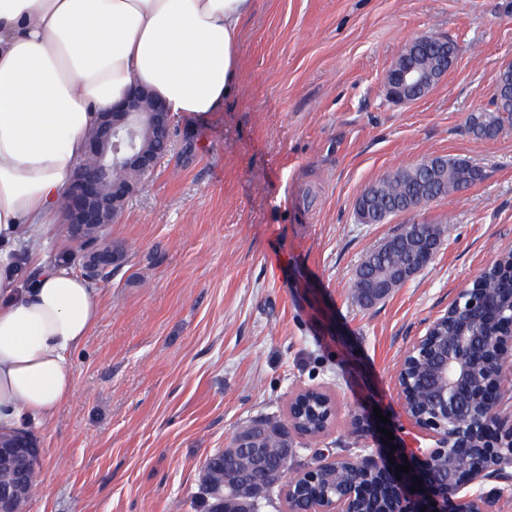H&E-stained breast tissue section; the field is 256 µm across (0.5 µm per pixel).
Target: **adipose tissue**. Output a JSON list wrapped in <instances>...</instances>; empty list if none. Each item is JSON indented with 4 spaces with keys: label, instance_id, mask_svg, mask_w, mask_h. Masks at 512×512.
I'll use <instances>...</instances> for the list:
<instances>
[{
    "label": "adipose tissue",
    "instance_id": "ef3b65f1",
    "mask_svg": "<svg viewBox=\"0 0 512 512\" xmlns=\"http://www.w3.org/2000/svg\"><path fill=\"white\" fill-rule=\"evenodd\" d=\"M255 3L0 0V427L53 418L72 394L69 356L102 313L87 279L8 240L47 233L84 133L133 83L174 114L219 110L239 81L241 24Z\"/></svg>",
    "mask_w": 512,
    "mask_h": 512
}]
</instances>
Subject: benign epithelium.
I'll return each instance as SVG.
<instances>
[{
    "label": "benign epithelium",
    "instance_id": "benign-epithelium-1",
    "mask_svg": "<svg viewBox=\"0 0 512 512\" xmlns=\"http://www.w3.org/2000/svg\"><path fill=\"white\" fill-rule=\"evenodd\" d=\"M439 81L440 77L428 69L398 58L386 74L389 98L399 103L425 97ZM142 129L153 140L171 144V113L166 102L146 86L135 84L124 100L101 113L97 125L87 132L84 162L63 196V223L74 242L86 244L82 271L89 278L120 263V255L103 250L99 242L145 182V176L155 173L162 162L156 152L137 143ZM448 311L455 314L458 335L438 340L434 326H429L425 335L410 344L396 372L404 415L429 432L435 446L402 445L393 451L391 464L370 455L320 453L297 475V482L288 483L287 498L295 497L296 484L312 483L320 469L346 459L358 471L394 487L392 512H490L486 496L464 495L462 491L492 480H512V415L505 419L495 411L500 393L497 376L512 349V307L487 296L479 300L459 298ZM481 363L494 369V377L486 382L476 378ZM418 385L427 388L429 404L413 413L409 398ZM234 443L262 459V449L248 430H241ZM421 455L431 462L446 458L448 467L422 471L415 464ZM20 460L40 468L41 448L36 440L24 432H0V468L10 470ZM404 463L411 470L398 479L396 466ZM416 478L422 487H415ZM370 490L369 484L347 487L334 497L320 499L307 512H359L360 502ZM27 491L22 480L1 486L0 512H24ZM200 496L204 512H259L263 490L249 485L240 473L220 484L202 481Z\"/></svg>",
    "mask_w": 512,
    "mask_h": 512
}]
</instances>
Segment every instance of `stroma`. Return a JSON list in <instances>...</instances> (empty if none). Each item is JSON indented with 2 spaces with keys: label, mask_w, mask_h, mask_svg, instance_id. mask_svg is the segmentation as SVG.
<instances>
[{
  "label": "stroma",
  "mask_w": 512,
  "mask_h": 512,
  "mask_svg": "<svg viewBox=\"0 0 512 512\" xmlns=\"http://www.w3.org/2000/svg\"><path fill=\"white\" fill-rule=\"evenodd\" d=\"M422 37L451 39L455 64L428 96L392 102L387 71ZM509 63L512 0H258L235 93L208 116L172 115L168 157L106 230L126 259L93 282L104 306L70 358V399L24 426L42 449L26 512H195L205 457L253 421L286 423L303 388L326 390L338 412L319 438L292 436L294 470L328 450L381 457L386 430L431 446L400 409L396 370L512 250V128L467 131ZM429 156L483 178L358 223L364 189ZM414 222L443 231L433 262L361 305L360 263Z\"/></svg>",
  "instance_id": "1"
}]
</instances>
